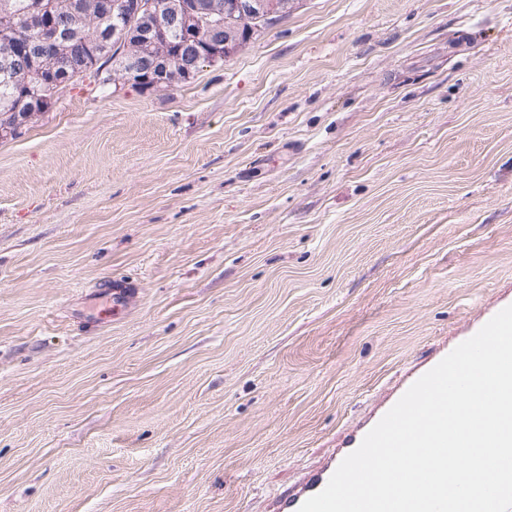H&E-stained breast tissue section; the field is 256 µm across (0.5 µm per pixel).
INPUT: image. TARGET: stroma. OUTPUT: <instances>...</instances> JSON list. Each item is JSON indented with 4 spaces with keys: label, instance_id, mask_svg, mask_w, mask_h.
<instances>
[{
    "label": "stroma",
    "instance_id": "obj_1",
    "mask_svg": "<svg viewBox=\"0 0 512 512\" xmlns=\"http://www.w3.org/2000/svg\"><path fill=\"white\" fill-rule=\"evenodd\" d=\"M508 303L512 0H298L67 90L0 136V512H276ZM135 294L134 286L124 279L107 282L93 295L96 311L93 318L103 323L112 322L125 313ZM478 332V331H477ZM477 332L465 336L461 340H459L449 351L444 353L439 359H437L434 363L426 367L425 369L419 371L418 373H414L411 375L402 389L400 390L398 396L387 403L378 413V415L372 420V422L360 432L355 433L348 444L342 448H335L332 452L327 456L325 462L321 467L317 470L308 474V476L301 483L299 488H297L293 493L288 494L285 497H281L278 500L277 504V512H298L300 506L311 496L321 492L325 486L327 485L330 477L339 466L341 461L351 452L358 448L361 444L365 435L380 421V419L387 413V411L398 401V399L405 393V391L423 374L436 366L445 356H447L456 346L465 340L472 337Z\"/></svg>",
    "mask_w": 512,
    "mask_h": 512
}]
</instances>
